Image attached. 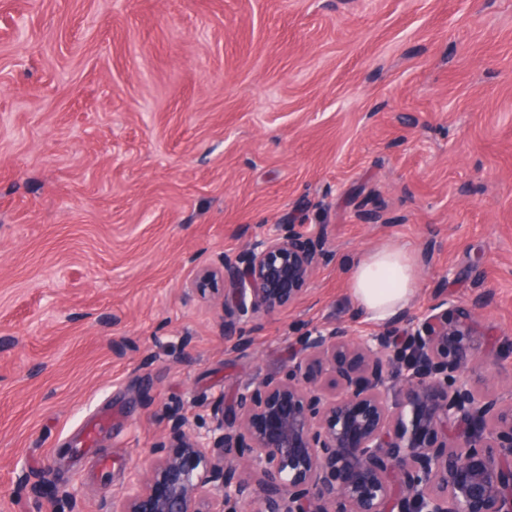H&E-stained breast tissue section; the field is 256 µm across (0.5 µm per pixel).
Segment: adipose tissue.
I'll list each match as a JSON object with an SVG mask.
<instances>
[{"label":"adipose tissue","mask_w":512,"mask_h":512,"mask_svg":"<svg viewBox=\"0 0 512 512\" xmlns=\"http://www.w3.org/2000/svg\"><path fill=\"white\" fill-rule=\"evenodd\" d=\"M416 286L413 256L400 247H386L362 257L349 281L357 304L379 319L403 308Z\"/></svg>","instance_id":"adipose-tissue-1"}]
</instances>
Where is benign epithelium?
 <instances>
[{"instance_id":"obj_1","label":"benign epithelium","mask_w":512,"mask_h":512,"mask_svg":"<svg viewBox=\"0 0 512 512\" xmlns=\"http://www.w3.org/2000/svg\"><path fill=\"white\" fill-rule=\"evenodd\" d=\"M323 234L277 224L201 269L222 283L224 338L295 301ZM483 303L441 298L368 334L343 324L295 337L288 372L237 394L200 431L174 409L180 452L134 470L113 512H512V401L476 388ZM75 490L55 512H76Z\"/></svg>"}]
</instances>
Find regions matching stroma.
I'll return each instance as SVG.
<instances>
[{"label": "stroma", "instance_id": "35a3bbf8", "mask_svg": "<svg viewBox=\"0 0 512 512\" xmlns=\"http://www.w3.org/2000/svg\"><path fill=\"white\" fill-rule=\"evenodd\" d=\"M320 228L301 297L224 337L184 289L261 226ZM485 296L474 383L512 376V0H0V512H112L136 461L288 370L299 329ZM391 286H386V281ZM349 287L357 304L379 319L403 308L417 288L413 256L404 248L386 247L356 263Z\"/></svg>", "mask_w": 512, "mask_h": 512}]
</instances>
